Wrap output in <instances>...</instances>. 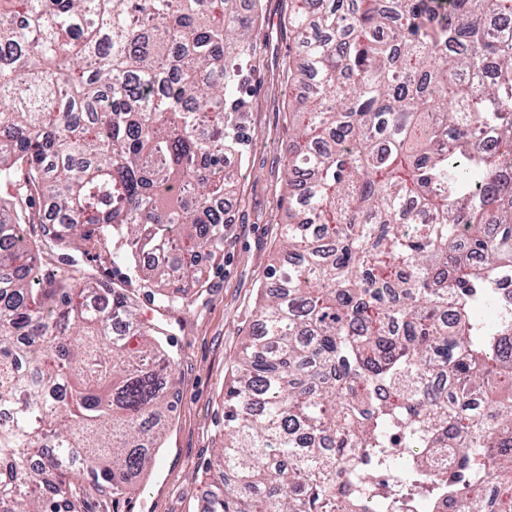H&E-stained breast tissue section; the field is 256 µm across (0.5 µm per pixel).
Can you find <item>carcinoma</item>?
<instances>
[{
  "instance_id": "carcinoma-1",
  "label": "carcinoma",
  "mask_w": 512,
  "mask_h": 512,
  "mask_svg": "<svg viewBox=\"0 0 512 512\" xmlns=\"http://www.w3.org/2000/svg\"><path fill=\"white\" fill-rule=\"evenodd\" d=\"M448 2L291 0L314 90L205 512H512V0ZM256 35L239 0H0V512L156 464L165 329L114 332L130 298L73 254L128 260L162 308L200 284Z\"/></svg>"
}]
</instances>
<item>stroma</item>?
I'll return each mask as SVG.
<instances>
[{"label":"stroma","mask_w":512,"mask_h":512,"mask_svg":"<svg viewBox=\"0 0 512 512\" xmlns=\"http://www.w3.org/2000/svg\"><path fill=\"white\" fill-rule=\"evenodd\" d=\"M289 0H241L256 10L258 35L251 61L250 144L243 158H230L236 193L229 206L224 250L205 263V284L185 302L160 308L150 288L126 279L125 264L93 251L79 266L123 288L142 323H164L167 350L178 361L177 407L149 474L112 495L81 494L76 512H203L214 480L208 463L224 438V392L243 338L252 329L260 290L279 255L280 226L288 209L284 189L292 127L289 99L305 86L288 82L295 56L288 30Z\"/></svg>","instance_id":"1"}]
</instances>
